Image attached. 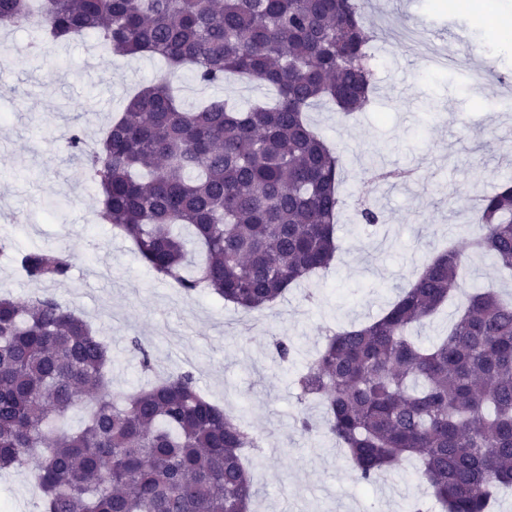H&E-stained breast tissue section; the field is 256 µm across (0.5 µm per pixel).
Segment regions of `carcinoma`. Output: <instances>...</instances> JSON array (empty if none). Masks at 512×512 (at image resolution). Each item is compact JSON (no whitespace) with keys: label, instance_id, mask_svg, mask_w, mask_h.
Returning a JSON list of instances; mask_svg holds the SVG:
<instances>
[{"label":"carcinoma","instance_id":"carcinoma-1","mask_svg":"<svg viewBox=\"0 0 512 512\" xmlns=\"http://www.w3.org/2000/svg\"><path fill=\"white\" fill-rule=\"evenodd\" d=\"M366 0H0V28L27 27L39 46L94 36L114 55H149L203 86L238 73L276 91L238 110L210 99L188 109L164 82L134 94L85 149L68 150L102 191L97 217L140 261L187 296L207 290L261 311L335 259L342 155L308 122L321 100L342 119L374 91ZM473 253L512 274V185L477 199ZM205 252L190 267L179 229ZM35 282L70 277L61 250L18 251ZM463 253L450 245L368 323L331 329L294 376L358 480L413 458L443 512H497L512 485V300L471 294L448 333L423 345L424 324L458 290ZM291 360L288 336L274 342ZM109 345L53 296L0 298V470H33L40 512H250L243 464L263 437L214 404L191 372L118 394ZM89 403L74 432L56 428Z\"/></svg>","mask_w":512,"mask_h":512}]
</instances>
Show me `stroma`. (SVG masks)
Wrapping results in <instances>:
<instances>
[{"mask_svg": "<svg viewBox=\"0 0 512 512\" xmlns=\"http://www.w3.org/2000/svg\"><path fill=\"white\" fill-rule=\"evenodd\" d=\"M365 15L378 58L372 104L347 122L332 104L308 112L344 159L336 261L307 281L314 300L292 289L251 314L204 291L185 296L141 263L130 240L98 223L100 190L85 181L66 138L79 127L98 139L137 87L162 80L189 108L213 97L244 107L272 100L273 90L234 79L205 88L189 70H169L148 55L115 57L76 39L51 45L35 63L30 30L8 31L11 63L0 72V237L20 250L70 253V279L42 290L109 344L113 389L131 392L189 371L211 401L263 435L247 462L258 489L252 512H406L412 499H429L414 463L363 484L334 440L301 434L292 377L323 346L327 329L379 315L436 248H465L462 229L477 222L475 191H491L512 175V109L499 104L512 89V40L452 0H369ZM420 19L427 51H409L388 33ZM384 170L409 177L382 182ZM364 200L381 209L380 224L358 222ZM460 275L465 290L512 297V278L498 275L491 258L468 255ZM278 336L293 339L292 361L276 356ZM134 337L149 351L151 369L131 349ZM1 500L15 512H33L31 473L0 471Z\"/></svg>", "mask_w": 512, "mask_h": 512, "instance_id": "35a3bbf8", "label": "stroma"}]
</instances>
